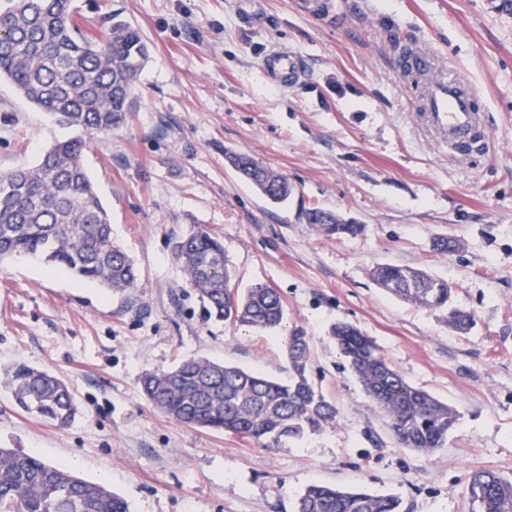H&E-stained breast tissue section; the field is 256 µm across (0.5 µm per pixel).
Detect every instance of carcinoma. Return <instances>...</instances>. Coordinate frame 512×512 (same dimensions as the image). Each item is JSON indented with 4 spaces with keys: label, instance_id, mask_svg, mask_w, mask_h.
Listing matches in <instances>:
<instances>
[{
    "label": "carcinoma",
    "instance_id": "cac0c4a2",
    "mask_svg": "<svg viewBox=\"0 0 512 512\" xmlns=\"http://www.w3.org/2000/svg\"><path fill=\"white\" fill-rule=\"evenodd\" d=\"M74 0H0V80L58 125L83 135L56 140L32 166L0 171V263L16 254L40 257L112 292L138 284L133 259L112 240V224L82 160L85 136L112 131L135 111L136 82L149 58L138 29L111 16L89 37L75 22ZM235 171L274 203L292 187L281 174L245 152L226 151ZM305 223L341 240L361 226L334 212L312 208ZM187 284L208 319L254 330H275L285 303L272 288H231L224 243L195 226L173 244ZM373 282L395 298L438 311L449 328L471 329L475 315L454 304L448 280L392 263L370 270ZM331 335L372 406L386 418L396 443L423 455L442 448L458 424L456 411L409 384L358 327L339 322ZM291 374L286 382L237 366L193 357L142 376L147 401L177 424L206 428L279 448L336 422L335 406L309 376L308 336L295 332L286 344ZM15 406L59 428L70 425L78 405L69 386L52 373L19 364L0 375ZM471 512H512V481L490 470L472 474ZM393 496L361 488L313 484L294 512H401ZM0 512H129L106 486L69 469L11 448H0Z\"/></svg>",
    "mask_w": 512,
    "mask_h": 512
}]
</instances>
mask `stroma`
Masks as SVG:
<instances>
[{"mask_svg": "<svg viewBox=\"0 0 512 512\" xmlns=\"http://www.w3.org/2000/svg\"><path fill=\"white\" fill-rule=\"evenodd\" d=\"M333 3L334 25L295 0H76L84 34L117 12L150 46L136 112L83 154L139 282L115 294L38 257L0 264V372L50 370L79 406L58 428L21 413L0 386V448L104 483L130 512H293L311 484L394 496L402 512H469L473 472L512 480V14L500 0ZM408 44L478 91L484 151L455 155L426 129L420 89L398 68ZM276 51L302 56L303 78L270 77L263 63ZM73 134L0 81V171L35 164ZM228 150L286 176L288 202L269 205ZM311 208L363 231L316 233L303 220ZM196 225L223 238L235 287L263 284L284 299L336 423L265 448L177 425L147 402L142 375L193 356L288 377L281 335L208 320L188 287L171 245ZM442 236L459 251L435 250ZM379 263L447 279L474 328L453 332L386 294L369 276ZM338 322L456 410L445 447L426 457L395 444L338 353Z\"/></svg>", "mask_w": 512, "mask_h": 512, "instance_id": "stroma-1", "label": "stroma"}]
</instances>
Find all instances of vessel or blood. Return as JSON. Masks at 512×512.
Returning <instances> with one entry per match:
<instances>
[{
  "instance_id": "1",
  "label": "vessel or blood",
  "mask_w": 512,
  "mask_h": 512,
  "mask_svg": "<svg viewBox=\"0 0 512 512\" xmlns=\"http://www.w3.org/2000/svg\"><path fill=\"white\" fill-rule=\"evenodd\" d=\"M265 67L285 83L294 82L302 75L300 57L290 52L271 55ZM401 67L423 77L421 112L441 144L453 147L478 132L481 113L477 97L462 79L437 75L435 57L422 50L405 54Z\"/></svg>"
}]
</instances>
